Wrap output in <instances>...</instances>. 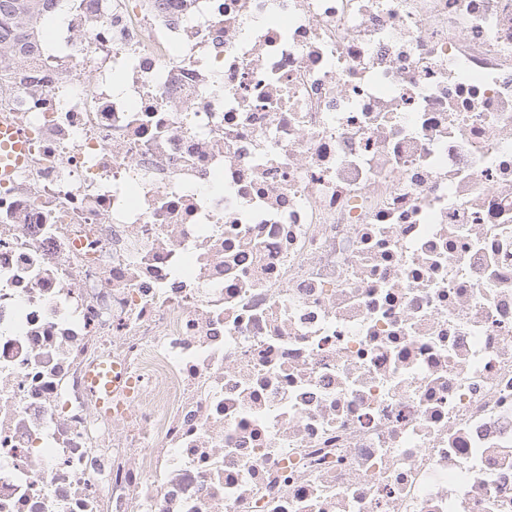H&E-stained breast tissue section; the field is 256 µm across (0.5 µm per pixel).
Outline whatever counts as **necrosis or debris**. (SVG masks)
<instances>
[{"label":"necrosis or debris","mask_w":512,"mask_h":512,"mask_svg":"<svg viewBox=\"0 0 512 512\" xmlns=\"http://www.w3.org/2000/svg\"><path fill=\"white\" fill-rule=\"evenodd\" d=\"M47 15L0 64V512H512V0ZM0 138L4 139V148L11 151L9 158L15 165L23 161L24 135L20 128L15 127L12 122L4 121L0 126Z\"/></svg>","instance_id":"4bbe7bcc"}]
</instances>
